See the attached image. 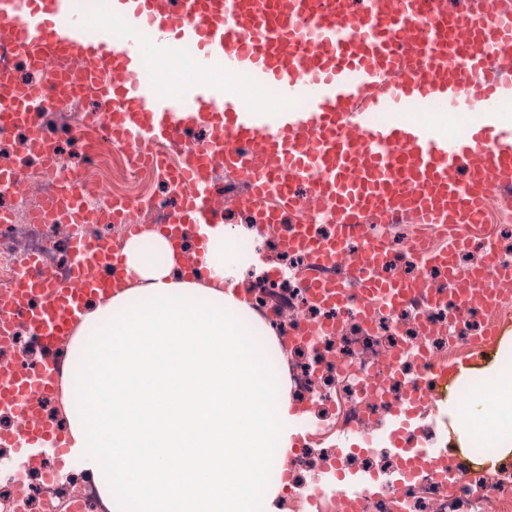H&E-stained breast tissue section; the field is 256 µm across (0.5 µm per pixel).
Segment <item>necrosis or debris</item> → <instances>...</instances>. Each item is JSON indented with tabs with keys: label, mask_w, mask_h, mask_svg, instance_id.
Returning a JSON list of instances; mask_svg holds the SVG:
<instances>
[{
	"label": "necrosis or debris",
	"mask_w": 512,
	"mask_h": 512,
	"mask_svg": "<svg viewBox=\"0 0 512 512\" xmlns=\"http://www.w3.org/2000/svg\"><path fill=\"white\" fill-rule=\"evenodd\" d=\"M0 169L22 174L18 185L0 190V297L9 294L31 259L52 281L67 280L76 240L105 239L120 248L129 226L110 219L114 203L133 201L137 224L156 225L165 223L173 198L156 162H131L125 147L93 150L87 142L73 140L68 147H56L50 166L23 127L0 130ZM61 169L83 179L86 220L42 217L46 201L62 193L57 177ZM240 215L246 228L264 224L259 210L244 209ZM264 226L257 246L285 274L251 275V314L275 340L274 358L311 426L340 435L354 433L360 439L359 447L345 452L303 440L276 475L287 490L280 502L282 512H306L310 507L316 512H512V485L474 470L470 462L452 473L447 455H435L407 481L398 476L400 459L379 454L375 441L377 426L409 394H416L418 411L436 413L445 393L428 384L427 366L470 354L488 344L491 333L511 326L512 290L497 288L493 300L483 306L449 304L455 286L447 271L421 269L410 256L411 246L423 240L414 228L387 235L388 252L373 274L378 279L427 277L433 285L430 298L388 307L365 297L361 248L368 236L380 231L379 225L370 223L350 240L343 257L324 270L329 284L345 287L347 300L338 307L307 286L314 256L284 248L290 225ZM339 469L370 475L375 489L354 501L344 498L333 486ZM21 501L27 512H51L40 483L20 486L0 480V512H15Z\"/></svg>",
	"instance_id": "obj_1"
}]
</instances>
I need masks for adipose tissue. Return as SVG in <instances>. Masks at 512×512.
Masks as SVG:
<instances>
[{
	"instance_id": "ef3b65f1",
	"label": "adipose tissue",
	"mask_w": 512,
	"mask_h": 512,
	"mask_svg": "<svg viewBox=\"0 0 512 512\" xmlns=\"http://www.w3.org/2000/svg\"><path fill=\"white\" fill-rule=\"evenodd\" d=\"M192 271L159 231L128 239L130 287L93 305L68 351L74 382L64 415L79 468L112 512H273L270 477L292 445L288 385L273 367L240 286L262 271L236 246L241 227L218 223ZM492 410L451 424L459 448L491 425L512 458V367L483 368Z\"/></svg>"
}]
</instances>
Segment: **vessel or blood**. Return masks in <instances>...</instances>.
Masks as SVG:
<instances>
[{
  "instance_id": "vessel-or-blood-1",
  "label": "vessel or blood",
  "mask_w": 512,
  "mask_h": 512,
  "mask_svg": "<svg viewBox=\"0 0 512 512\" xmlns=\"http://www.w3.org/2000/svg\"><path fill=\"white\" fill-rule=\"evenodd\" d=\"M122 39H115L114 27ZM195 50L193 81L170 94L160 63ZM31 60L52 52L82 77L105 105L91 125L104 141L141 157L155 142L181 139L183 115L197 113L209 130L206 148L185 150L170 176L177 208L161 227L187 234L204 249V228L221 222L216 196L260 206L266 223H291L288 249L311 250L331 262L352 232L371 216L387 224H445L448 246L425 254L428 266L456 279L454 255L484 223L485 199L512 189V124L498 120L512 103V0L495 10L482 0H0V77L11 78L9 50ZM246 77L272 98L251 103L230 93L229 81ZM36 89L0 95V125H21L45 148L57 132L38 118ZM426 112L403 120L409 104ZM465 119L454 135L440 118ZM235 183L215 181L216 168ZM326 210L337 227L321 243L305 227ZM73 275L51 283L21 277L0 300V341L11 340L24 317L43 356L30 372L0 365V410L27 423L22 434L0 428V477L25 483L37 475L53 490L70 463L65 429L32 398L60 400L64 366L55 357L89 303L107 299L125 276L124 258L110 242L75 241ZM484 283L512 281V267L494 251L477 272ZM372 290L394 306L426 281L373 280ZM376 433L402 459V476L431 456L400 435L409 422L394 412Z\"/></svg>"
}]
</instances>
